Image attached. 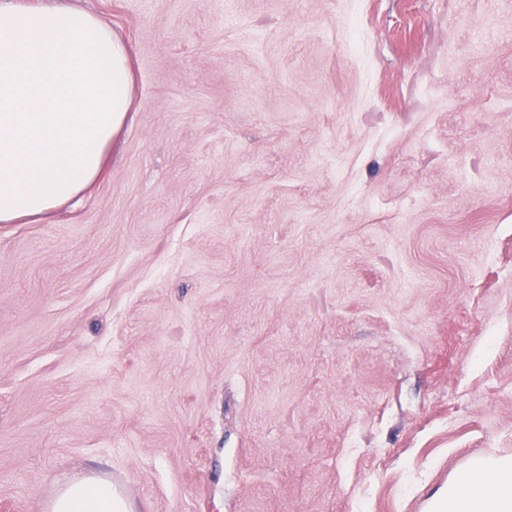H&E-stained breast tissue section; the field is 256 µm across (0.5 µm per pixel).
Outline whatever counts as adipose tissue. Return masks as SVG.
Wrapping results in <instances>:
<instances>
[{"label":"adipose tissue","mask_w":512,"mask_h":512,"mask_svg":"<svg viewBox=\"0 0 512 512\" xmlns=\"http://www.w3.org/2000/svg\"><path fill=\"white\" fill-rule=\"evenodd\" d=\"M130 51L89 12L0 10V223H36L94 185L132 109ZM47 512H130L111 483L66 479ZM427 512H512V453L481 452Z\"/></svg>","instance_id":"ef3b65f1"}]
</instances>
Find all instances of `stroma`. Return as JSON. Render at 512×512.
I'll use <instances>...</instances> for the list:
<instances>
[{
	"mask_svg": "<svg viewBox=\"0 0 512 512\" xmlns=\"http://www.w3.org/2000/svg\"><path fill=\"white\" fill-rule=\"evenodd\" d=\"M67 2L133 114L0 224V512H423L512 452V0ZM117 483L86 474L66 479L45 510L50 512H130V505L115 490Z\"/></svg>",
	"mask_w": 512,
	"mask_h": 512,
	"instance_id": "1",
	"label": "stroma"
}]
</instances>
